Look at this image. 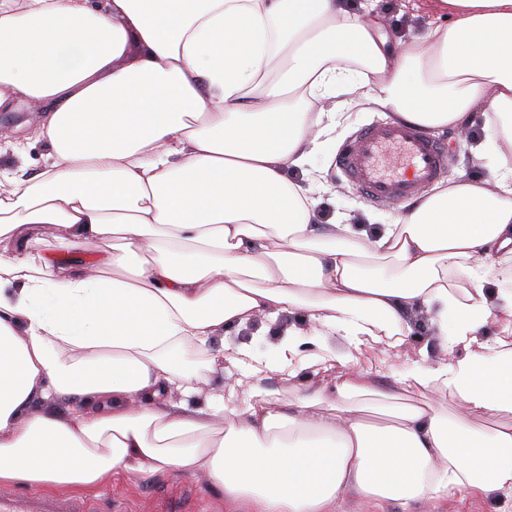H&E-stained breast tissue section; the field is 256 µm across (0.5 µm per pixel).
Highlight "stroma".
<instances>
[{"label": "stroma", "instance_id": "obj_1", "mask_svg": "<svg viewBox=\"0 0 512 512\" xmlns=\"http://www.w3.org/2000/svg\"><path fill=\"white\" fill-rule=\"evenodd\" d=\"M375 10L383 17L385 33L394 41L423 34L430 20L426 12L412 9L409 0H377ZM44 115L43 107L33 104L0 112L1 174L9 175L22 170L31 176L44 168L48 148L43 142L30 141L20 154L15 153L7 144L8 139L32 133L41 124ZM391 117V112L369 104L344 107L329 147L313 159L314 165L322 170L329 187L323 195L321 221H329L335 213L343 212L351 215L353 223L358 224L366 210L375 214L382 224L390 223L396 217L398 207L368 205L360 189L347 182L335 164L337 153L351 141L356 132L374 121ZM438 139L448 154L445 181L459 178L485 179L491 176L497 164L495 152H487L483 158L478 159L472 155L468 144L456 134L444 132L439 134ZM166 494L185 499L188 512H244L243 508L234 507L233 503L225 500L223 492L210 486L204 477L177 472L149 476L123 474L87 492L91 498H111L117 512H150Z\"/></svg>", "mask_w": 512, "mask_h": 512}]
</instances>
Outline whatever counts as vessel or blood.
<instances>
[{"instance_id":"b4317fda","label":"vessel or blood","mask_w":512,"mask_h":512,"mask_svg":"<svg viewBox=\"0 0 512 512\" xmlns=\"http://www.w3.org/2000/svg\"><path fill=\"white\" fill-rule=\"evenodd\" d=\"M336 165L359 186L366 201L388 205L412 199L440 180L447 153L440 142L416 126L376 121L339 151ZM0 512H98V508L79 495L1 493Z\"/></svg>"}]
</instances>
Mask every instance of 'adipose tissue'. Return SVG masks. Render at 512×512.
<instances>
[{
	"mask_svg": "<svg viewBox=\"0 0 512 512\" xmlns=\"http://www.w3.org/2000/svg\"><path fill=\"white\" fill-rule=\"evenodd\" d=\"M427 8L436 24L392 45L349 0H0V109L45 106L51 150L0 178L1 485L177 471L247 512L512 493V289L486 288L512 266V0ZM340 96L427 133L494 117V180L435 184L389 224L321 223L310 164ZM48 226L101 259L57 273L26 247ZM421 308L443 353L390 365L421 399L374 423L361 360L400 354ZM285 313L267 354L220 346L243 377L196 406L213 365L186 369V346ZM309 336L345 346L312 361L331 381L280 401L261 382L293 379Z\"/></svg>",
	"mask_w": 512,
	"mask_h": 512,
	"instance_id": "ef3b65f1",
	"label": "adipose tissue"
}]
</instances>
